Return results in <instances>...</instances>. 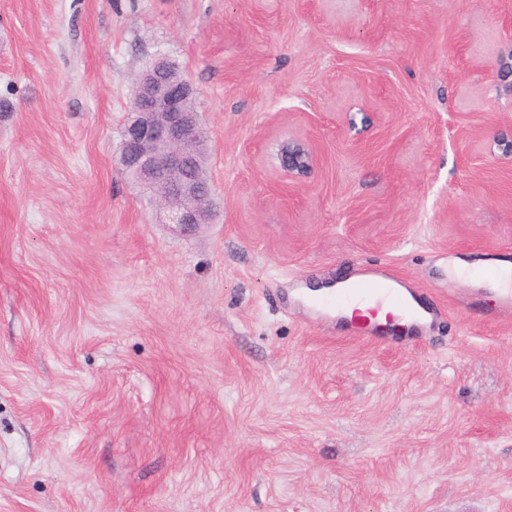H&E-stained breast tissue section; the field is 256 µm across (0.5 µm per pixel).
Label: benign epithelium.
<instances>
[{
	"instance_id": "obj_1",
	"label": "benign epithelium",
	"mask_w": 512,
	"mask_h": 512,
	"mask_svg": "<svg viewBox=\"0 0 512 512\" xmlns=\"http://www.w3.org/2000/svg\"><path fill=\"white\" fill-rule=\"evenodd\" d=\"M135 85L118 147L120 165L155 196L165 223L183 232L208 223L210 194L194 175L198 157L192 146L209 138L199 113L188 107L196 90L163 60L142 72ZM278 160L280 170L296 185L314 167L316 153L311 144L290 139L281 146Z\"/></svg>"
}]
</instances>
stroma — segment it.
<instances>
[{
  "mask_svg": "<svg viewBox=\"0 0 512 512\" xmlns=\"http://www.w3.org/2000/svg\"><path fill=\"white\" fill-rule=\"evenodd\" d=\"M509 55L512 0H0V512H512V305L448 274L512 262ZM161 58L210 130L189 236L117 163ZM379 268L422 339L291 297ZM280 170L288 175L293 187L314 167L316 153L313 146L298 139H289L278 154Z\"/></svg>",
  "mask_w": 512,
  "mask_h": 512,
  "instance_id": "1",
  "label": "stroma"
}]
</instances>
